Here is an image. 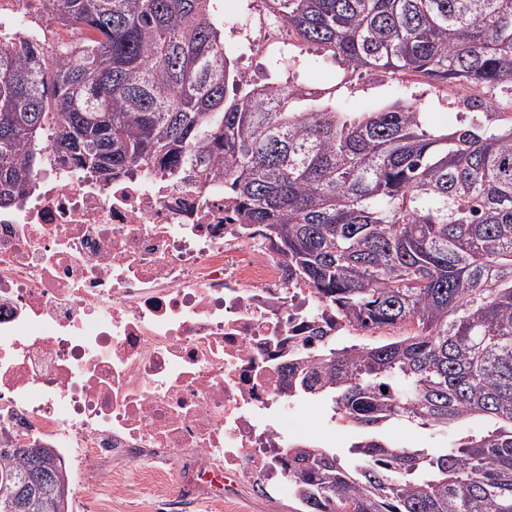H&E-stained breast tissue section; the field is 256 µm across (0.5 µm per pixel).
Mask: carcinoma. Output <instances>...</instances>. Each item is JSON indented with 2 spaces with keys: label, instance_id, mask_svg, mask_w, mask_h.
I'll return each instance as SVG.
<instances>
[{
  "label": "carcinoma",
  "instance_id": "obj_1",
  "mask_svg": "<svg viewBox=\"0 0 512 512\" xmlns=\"http://www.w3.org/2000/svg\"><path fill=\"white\" fill-rule=\"evenodd\" d=\"M212 0H63L79 47L0 51V207L58 162L113 180L137 164L224 182L339 313L389 337L325 351L288 393L328 397L363 430L353 458L287 451L299 512H512V125L424 128L412 103L378 112L257 86L224 53ZM288 34L355 71L460 88L512 86V0H272ZM387 387L382 392L381 387ZM490 428L451 448L394 445L401 419ZM0 512L33 465L57 507L69 482L44 448H1Z\"/></svg>",
  "mask_w": 512,
  "mask_h": 512
}]
</instances>
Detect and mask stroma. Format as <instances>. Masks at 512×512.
I'll return each mask as SVG.
<instances>
[{
  "label": "stroma",
  "instance_id": "1",
  "mask_svg": "<svg viewBox=\"0 0 512 512\" xmlns=\"http://www.w3.org/2000/svg\"><path fill=\"white\" fill-rule=\"evenodd\" d=\"M215 12L224 18L227 55L253 83L302 86L315 92L319 103L353 112H375L397 101L412 103L431 129L442 132L459 127L467 111L464 95L455 86L434 88L408 73L355 72L330 52L296 39L286 45L256 49L253 41L262 37L265 28L263 0H217ZM486 426V420L469 419L442 431L394 422L386 427L385 434L400 446L438 449L450 447L459 435L475 434ZM288 431L301 441L341 451L357 439L356 428L334 419L330 401L322 396L300 397L288 415ZM179 497L178 477L157 480L133 473L126 480L125 491L113 498L112 512H153L154 506ZM295 508L289 494L270 498L240 486L233 500L203 501L189 505L184 512H295Z\"/></svg>",
  "mask_w": 512,
  "mask_h": 512
}]
</instances>
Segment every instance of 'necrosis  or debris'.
<instances>
[{"label": "necrosis or debris", "mask_w": 512, "mask_h": 512, "mask_svg": "<svg viewBox=\"0 0 512 512\" xmlns=\"http://www.w3.org/2000/svg\"><path fill=\"white\" fill-rule=\"evenodd\" d=\"M80 42L60 0H0V50ZM366 332L340 317L222 183L147 168L104 185L50 163L0 207V445L57 449L79 497L112 498L132 462L188 497L291 489L286 367ZM107 466L108 483H85Z\"/></svg>", "instance_id": "necrosis-or-debris-1"}]
</instances>
